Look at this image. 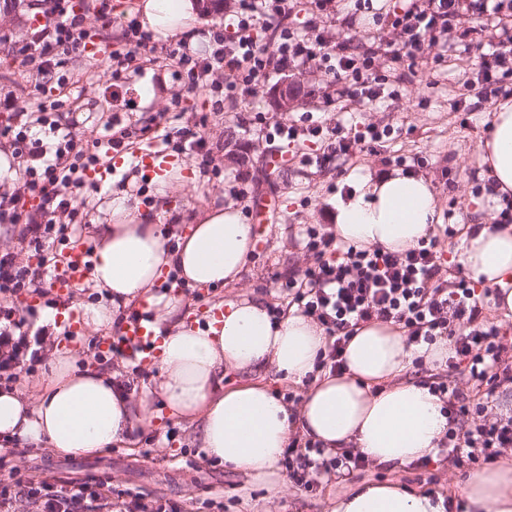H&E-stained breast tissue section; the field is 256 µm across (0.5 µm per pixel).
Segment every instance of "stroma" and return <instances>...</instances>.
<instances>
[{
    "label": "stroma",
    "instance_id": "35a3bbf8",
    "mask_svg": "<svg viewBox=\"0 0 512 512\" xmlns=\"http://www.w3.org/2000/svg\"><path fill=\"white\" fill-rule=\"evenodd\" d=\"M28 2L0 0V97L16 92L19 79L18 63L9 55V46L25 39L31 28L41 23L39 15L28 9ZM447 38V44L426 47L422 57L403 59L399 67L403 80L388 79L380 98L372 103L348 98L324 104L323 94L334 77L315 59L295 76L303 95L298 106L286 111L274 105L269 95L271 84L262 81L236 107L215 113L205 92H186L170 82L169 71L152 69L124 83L105 74L84 84L78 107L93 117L104 112L121 116L132 112L147 121L170 109L172 98L178 95L188 112L206 116L205 133L216 167L204 173L195 156L176 155L177 164L192 182L172 189V207L160 217L164 229L183 232L192 215L234 199L236 176L241 172L262 177L252 198L242 202L243 213L251 214L259 200L266 202L267 211L263 222L254 227L255 244L242 287H185L181 294L200 319L208 316L212 304L241 296L258 297L268 305L283 307L288 299L280 277L311 261L302 244L306 228L332 232L334 224L329 214L336 195L352 191L357 176L365 173L376 177L398 169L430 179L441 216L440 222L433 224V232L441 240L449 267L459 265L463 243L458 231L477 220L472 200L489 194L491 179L480 164L478 146L487 134L498 98L490 96L478 107L464 102V82L478 50L465 47L456 29H449ZM163 78L169 85L162 99L145 101L141 91L146 81ZM331 116L360 129L367 125L385 128L391 135L375 147L335 157L321 166L316 162L325 147L321 139L305 135L290 146L275 131L281 122L291 120L305 129ZM112 180L124 182L125 194L138 202L140 210L150 208L156 187L145 179L136 157H125ZM116 333V328L110 327L85 331L74 339L60 335L46 339L43 348L70 350L79 366L92 362L121 371L136 393L155 390L158 365L141 367L101 350L102 337ZM156 414L155 425L135 431L134 446L117 443L96 456L80 457L20 443L9 456V465L25 482L103 483L105 491L120 500H138L142 512H156L158 505L170 501L178 502L182 512H330L336 490L335 470L321 472L313 489L291 483L284 493L275 495L266 486L226 470L222 463L206 456L192 425L164 408L157 409ZM475 470L472 464L457 466L447 452L440 451L427 463L418 462L401 470L372 463L351 470L349 479L354 484L395 479L412 487L448 493L455 481Z\"/></svg>",
    "mask_w": 512,
    "mask_h": 512
}]
</instances>
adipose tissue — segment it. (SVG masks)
<instances>
[{
  "instance_id": "obj_1",
  "label": "adipose tissue",
  "mask_w": 512,
  "mask_h": 512,
  "mask_svg": "<svg viewBox=\"0 0 512 512\" xmlns=\"http://www.w3.org/2000/svg\"><path fill=\"white\" fill-rule=\"evenodd\" d=\"M143 28L163 39L197 44L199 0H139ZM482 161L499 192H512V99L497 102ZM331 219L338 237L365 247L399 251L417 244L438 222L430 180L410 172L363 178L337 198ZM111 221L96 227L93 280L110 291L106 304L86 303L87 330L116 326L129 308L147 304L163 341L159 347V394L173 415L194 425L208 456L270 491H280L279 462L294 433L322 442L325 454L356 449L379 465L400 468L434 456L448 429L443 403L428 387L405 379L412 357L394 326L375 322L359 329L340 376L317 371L325 350L320 328L290 311L272 320L267 304L243 297L220 302L221 317L191 319L181 297L156 294L164 272L183 283L214 288L241 281L251 257L254 227L232 202L197 216L187 233L170 239L156 214L139 211L117 194L108 204ZM461 262L481 286H500V308L512 313V226L479 218L464 239ZM50 372L36 399L23 389H0V439L47 445L64 455L92 456L131 441L150 425L149 394L135 395L120 371H77L70 355L52 350ZM248 377L225 387L226 371ZM305 385L298 411H291L264 382ZM512 512V462H497L456 484L451 498L400 481L356 484L337 493L332 512Z\"/></svg>"
}]
</instances>
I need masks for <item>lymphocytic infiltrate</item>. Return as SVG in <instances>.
Instances as JSON below:
<instances>
[{"label":"lymphocytic infiltrate","instance_id":"lymphocytic-infiltrate-1","mask_svg":"<svg viewBox=\"0 0 512 512\" xmlns=\"http://www.w3.org/2000/svg\"><path fill=\"white\" fill-rule=\"evenodd\" d=\"M52 2L54 24L33 28L22 45L9 50L30 79L28 105H19L14 97L0 99V111L12 118L0 128V135L10 137L26 177L22 192L0 194V224L17 225L18 249L33 257L32 263L22 265L15 252L0 253V379L10 382L26 362L39 359L31 344L33 333L15 301L60 268L63 256L58 246L77 237L81 217L92 204L80 193L89 182L88 170L100 163L102 150L125 146L124 136L114 131L120 123L117 116L82 129L52 118L58 107L73 99L79 83L98 77L105 64L142 58L169 69L188 91L206 90L213 111L220 112L225 103L249 96L256 82L298 70L316 58L342 82V95L375 100L384 80L379 58H415L436 33L447 31L452 21L468 13L492 19L498 42L479 55L467 86L487 97L489 86L501 83L512 61V14H504L505 0H425L422 8L409 0L391 21L396 40L366 48L347 36L335 41L318 33L315 16L334 14L336 0H311V18L301 28L293 22L301 11L300 0H236V23L228 30L212 25L205 49L196 52L181 42L162 56L155 53L151 33L134 20L122 35V48H113L106 35L100 38L97 53H90L85 13L108 11L109 0H85L80 7L74 0ZM74 55L84 60L78 73L66 68ZM51 83L57 96L43 101ZM177 117L178 125H154V139L161 146L199 156L200 168H209L214 159L202 133L206 117L183 109ZM310 132L325 143L317 159L321 165L338 155H353L356 145L379 140L373 128L351 134L333 121L321 122ZM61 214L66 222H58ZM305 249L313 264L290 272L284 286L291 305L323 331L326 349L319 367L333 373L345 370L343 352L352 335L375 321L398 326L410 348L447 342V364L466 376L469 389L461 391L439 377L429 382L430 392L449 414L439 447L460 464L489 460L512 447V416L495 414L491 405L496 390L512 384V343L484 314L491 288L476 292L464 276L448 282L437 235L426 234L416 245L392 252L360 247L311 227ZM320 452L319 443L291 438L285 464L296 485L310 489L316 484ZM20 496L41 512H112L111 498L85 482L56 488L48 483L35 487L11 476L0 479V512H10Z\"/></svg>","mask_w":512,"mask_h":512}]
</instances>
